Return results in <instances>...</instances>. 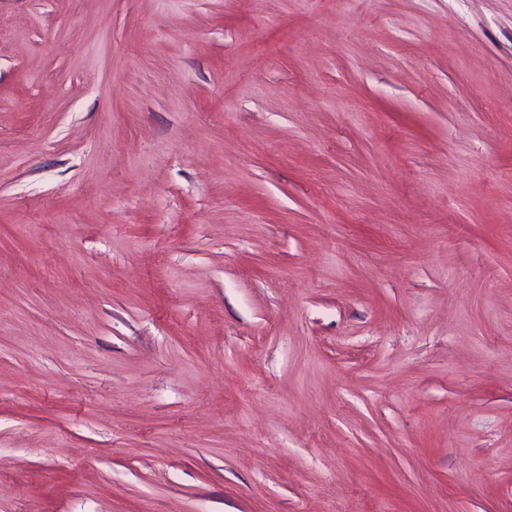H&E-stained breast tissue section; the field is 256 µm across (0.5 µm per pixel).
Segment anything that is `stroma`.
I'll use <instances>...</instances> for the list:
<instances>
[{"mask_svg":"<svg viewBox=\"0 0 512 512\" xmlns=\"http://www.w3.org/2000/svg\"><path fill=\"white\" fill-rule=\"evenodd\" d=\"M0 512H512V0H0Z\"/></svg>","mask_w":512,"mask_h":512,"instance_id":"35a3bbf8","label":"stroma"}]
</instances>
